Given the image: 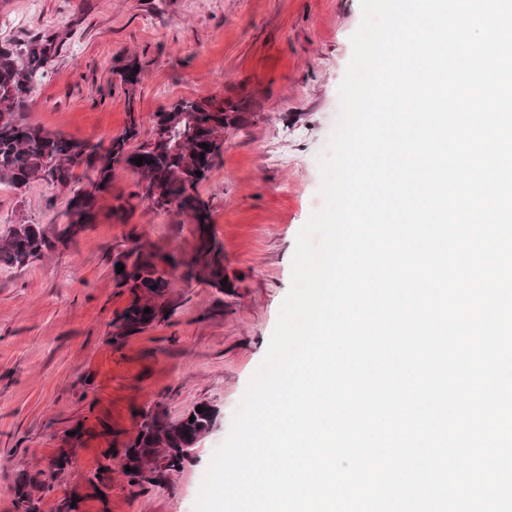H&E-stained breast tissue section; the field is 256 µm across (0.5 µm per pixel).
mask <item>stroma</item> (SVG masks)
Masks as SVG:
<instances>
[{
    "label": "stroma",
    "instance_id": "obj_1",
    "mask_svg": "<svg viewBox=\"0 0 512 512\" xmlns=\"http://www.w3.org/2000/svg\"><path fill=\"white\" fill-rule=\"evenodd\" d=\"M0 43L57 32L68 48L37 85L29 118L69 137L109 140L129 110L152 135V117L182 99L215 97L254 118L224 131V160L200 189L213 205L228 275H243L215 306L195 285L168 321L115 336L128 294L112 282L115 238L188 250L189 233L136 205L127 223L113 197L134 189L116 173L95 224L64 253L0 278V512H16L11 485L22 472L67 453L65 479L43 494L41 512L76 498L78 512H193L204 472L227 436L261 364L291 281L297 235L323 206L319 158L341 114L339 86L352 55L360 0H0ZM135 57L145 77L128 105L114 67ZM69 189L44 182L0 196V235L16 224H49ZM162 404L176 419L197 404L219 410L215 428L162 486L89 479L138 430L140 413Z\"/></svg>",
    "mask_w": 512,
    "mask_h": 512
}]
</instances>
